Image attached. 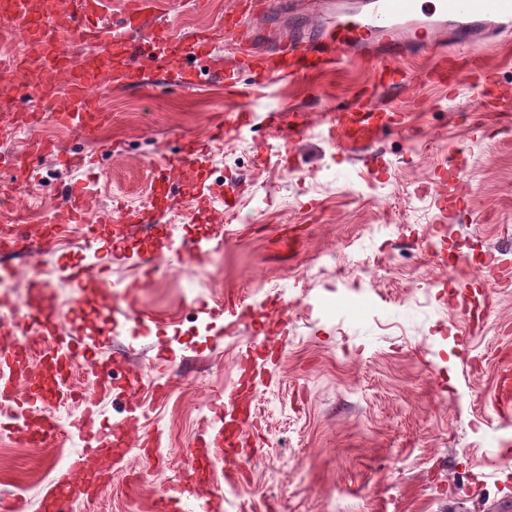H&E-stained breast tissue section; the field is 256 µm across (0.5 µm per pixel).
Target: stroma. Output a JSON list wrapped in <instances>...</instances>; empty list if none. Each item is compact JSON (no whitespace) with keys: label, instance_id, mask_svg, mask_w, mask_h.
I'll list each match as a JSON object with an SVG mask.
<instances>
[{"label":"stroma","instance_id":"35a3bbf8","mask_svg":"<svg viewBox=\"0 0 512 512\" xmlns=\"http://www.w3.org/2000/svg\"><path fill=\"white\" fill-rule=\"evenodd\" d=\"M234 2L164 0L158 22L186 40L217 30ZM230 55L216 39L201 84L188 91L101 86L106 120L94 137L59 128L51 114L0 138V153L28 157L26 171L0 170V197L21 199L36 224L64 214L79 177L29 154L39 138L98 155L94 208L120 200L128 211L121 227L100 228L95 245L78 228L38 255L0 258V273L17 283L47 284L72 353L96 360L99 372L138 378L140 423L161 436L157 449L133 440L117 465L89 458L101 489L75 497L73 512H158L188 448L218 429L211 404L233 382L250 404L241 454L214 463L219 494L184 498L183 512H498L512 497V462L501 458L512 426L491 403L512 370V113L473 108L463 83L451 94L425 84L396 95L407 127L382 137L387 171L373 178L327 138L328 109L353 97L369 66L266 90L250 126L204 159L205 187L234 198L250 221L224 225L221 253L184 262L148 236L143 218L160 163L242 108L214 77ZM295 110L308 113L309 128L288 153L267 115ZM111 144L118 155L106 153ZM459 155L467 210L443 212L431 184ZM370 224L399 225L413 247L369 237ZM123 250L131 258L112 262L113 280L136 277V257L162 263L132 296L152 319L139 333L115 323L94 279L78 288L61 273L92 252ZM206 274L214 287H199ZM228 297L254 319L229 328L212 318ZM111 324L117 333L101 334ZM269 330L281 342L257 376L242 372L239 353ZM157 384L167 387L158 401ZM11 412L0 408V512H48L47 488L81 447L28 441Z\"/></svg>","mask_w":512,"mask_h":512}]
</instances>
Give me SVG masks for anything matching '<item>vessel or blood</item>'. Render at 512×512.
<instances>
[{
    "label": "vessel or blood",
    "instance_id": "obj_1",
    "mask_svg": "<svg viewBox=\"0 0 512 512\" xmlns=\"http://www.w3.org/2000/svg\"><path fill=\"white\" fill-rule=\"evenodd\" d=\"M104 0H0V19L12 31L25 36L27 56L14 60V70L37 90L39 99L51 100L64 95L67 107L57 112V122L71 126L78 136H91L103 118L94 90L104 83L138 87L144 75L138 59L153 58L156 80L181 89L197 86L201 81V64L211 54L209 36L195 37L184 43L173 38L166 29L158 28L141 35L142 22L154 11L155 0H126L122 20L108 25L103 19ZM280 0H245L242 8L227 13L221 32L233 41V55L224 65V87L243 98H250L255 88L288 79L315 77L323 71L349 63L372 64L373 78L344 105L329 114V141L344 154L360 153L371 171H378L379 154L369 147L381 134L401 130L402 118L393 109L381 105L384 91H405L414 83L413 75L398 67L400 58L421 53L431 54L433 67L425 80L446 83L448 77L465 78L476 99H483L488 86L495 84L497 71L488 67L485 55L496 39L512 36V0H368L366 13H346L340 0H289V9L303 8L312 14L327 13L331 22L316 27L305 37H289L287 43L267 49L273 42L272 32L256 37L243 32L247 18L277 11ZM70 33L84 37L91 50L84 60H76L60 48L61 39ZM0 110L11 113L17 128H34L42 121L35 108L17 110L10 95L0 96ZM306 117L295 113L273 114L271 125L285 143H293L305 131ZM205 143L186 141L180 153L161 170L158 180L167 184L171 170L198 172ZM197 208L212 210L216 202L206 193L198 179L183 185ZM70 207L67 220L72 224L84 221L86 195L83 183L69 189ZM35 238L24 230L11 237L0 238V252L31 254ZM29 314L10 318L8 332L36 325L42 334L54 337L62 347L71 346L65 336L58 314L44 306L45 286L39 282L28 286ZM19 354L0 342V401L25 402L50 406L54 393L34 390L20 393L17 382ZM236 399L234 390H226L213 411L221 427L204 440L202 446L212 458H226L229 429L238 427L239 417L229 416L227 409ZM99 407L86 403L66 425L44 421L42 428L51 433L66 432L82 444L85 453L72 460L61 473L60 482L70 491L89 493L97 483L86 474L88 456L111 454L122 461L129 445V432L124 425L99 423Z\"/></svg>",
    "mask_w": 512,
    "mask_h": 512
}]
</instances>
